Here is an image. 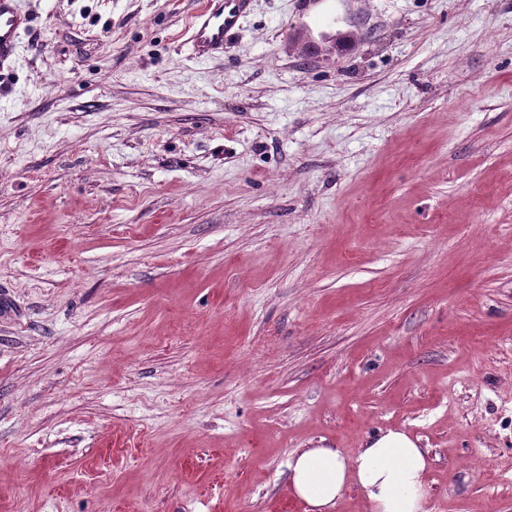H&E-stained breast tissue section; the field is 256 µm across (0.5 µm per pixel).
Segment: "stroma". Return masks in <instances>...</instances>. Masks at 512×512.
Segmentation results:
<instances>
[{"instance_id": "35a3bbf8", "label": "stroma", "mask_w": 512, "mask_h": 512, "mask_svg": "<svg viewBox=\"0 0 512 512\" xmlns=\"http://www.w3.org/2000/svg\"><path fill=\"white\" fill-rule=\"evenodd\" d=\"M303 2L200 60L203 0H26L0 512H307L291 458L388 428L512 512V0Z\"/></svg>"}]
</instances>
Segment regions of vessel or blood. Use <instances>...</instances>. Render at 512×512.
<instances>
[{"instance_id": "1", "label": "vessel or blood", "mask_w": 512, "mask_h": 512, "mask_svg": "<svg viewBox=\"0 0 512 512\" xmlns=\"http://www.w3.org/2000/svg\"><path fill=\"white\" fill-rule=\"evenodd\" d=\"M250 8V0H206L188 24V44L193 55L207 60L224 52L225 41ZM31 17L21 0H0V80L13 67L19 38L29 30Z\"/></svg>"}]
</instances>
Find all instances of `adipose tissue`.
Instances as JSON below:
<instances>
[{
  "label": "adipose tissue",
  "instance_id": "1",
  "mask_svg": "<svg viewBox=\"0 0 512 512\" xmlns=\"http://www.w3.org/2000/svg\"><path fill=\"white\" fill-rule=\"evenodd\" d=\"M427 455L407 433L388 429L343 455L308 448L289 463L293 494L310 512H333L348 486H356L372 512H426Z\"/></svg>",
  "mask_w": 512,
  "mask_h": 512
}]
</instances>
